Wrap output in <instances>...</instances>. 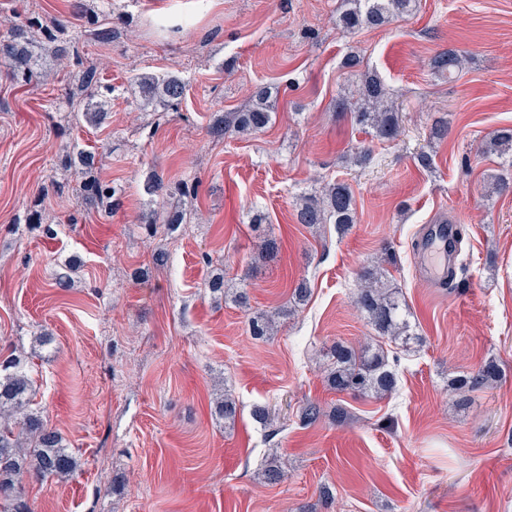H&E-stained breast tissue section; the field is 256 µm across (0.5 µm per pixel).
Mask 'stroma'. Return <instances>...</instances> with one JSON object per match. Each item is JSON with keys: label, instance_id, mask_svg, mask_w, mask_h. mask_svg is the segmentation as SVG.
Segmentation results:
<instances>
[{"label": "stroma", "instance_id": "obj_1", "mask_svg": "<svg viewBox=\"0 0 512 512\" xmlns=\"http://www.w3.org/2000/svg\"><path fill=\"white\" fill-rule=\"evenodd\" d=\"M76 3L114 31L106 46L85 22L68 32L103 64L105 124L61 128L78 74L51 54L38 61L42 79L22 88L0 66V357L39 352L35 401L80 458L68 481L27 484L33 512H512V193L492 188L495 177L512 181V159L475 156L512 127V0H417L406 20L354 33L337 23L343 0H0V33L13 13L51 21ZM448 48L467 53L452 79L430 68ZM353 51L394 93L395 140L333 108ZM143 75L178 76L185 98L143 111ZM263 87L276 101L267 129L213 141L212 115ZM436 119L448 136L432 143ZM74 142L101 154L98 174L119 187L118 203L50 238L29 232V210L81 211L72 189L42 192ZM363 144L369 163L351 164ZM423 151L433 171L418 165ZM156 175L195 184L197 197L192 223L153 239L138 215ZM336 180L353 189L356 224L342 235L295 223L296 199ZM259 213L280 251L256 265ZM441 219L466 230L453 288L427 287L416 268L422 226ZM159 246L170 254L162 270L151 263ZM72 260V288H57ZM379 261L416 341L388 347L391 396L337 393L326 353L369 340L353 297L357 272ZM218 266L257 309L290 305L302 281L310 295L277 335L256 339L243 311L205 294ZM42 328L53 341L38 349ZM490 359L501 379L457 405L449 377ZM224 386L232 422L214 412ZM310 402L324 413L305 426ZM264 404L277 413L262 424L252 409ZM337 406L345 421L332 419ZM275 448L288 478L265 485Z\"/></svg>", "mask_w": 512, "mask_h": 512}]
</instances>
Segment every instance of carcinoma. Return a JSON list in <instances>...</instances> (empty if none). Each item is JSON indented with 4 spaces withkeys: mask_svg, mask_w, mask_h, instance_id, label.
<instances>
[{
    "mask_svg": "<svg viewBox=\"0 0 512 512\" xmlns=\"http://www.w3.org/2000/svg\"><path fill=\"white\" fill-rule=\"evenodd\" d=\"M415 0H347L339 22L346 29L377 28L409 15ZM68 22L51 23L34 14L20 15L0 34V63L15 82L30 84L38 50L46 44L54 45L55 53L77 68L78 83L70 95L84 101L81 113L63 116L71 125L85 120L101 125L107 119L105 106L112 97V86L100 79L98 66L70 51L66 39ZM465 54L448 49L436 53L431 59L433 70L448 74L452 79L462 70ZM351 80V90L336 98L338 113H350L354 123L371 129L380 140H392L400 132L397 113L388 105L389 89L376 73L366 69L364 60L356 52L350 53L343 62ZM144 107L153 111H165L177 106L186 92V83L178 77L138 78ZM275 101L266 90H260L251 102L238 112L222 114L208 128L209 135L221 140L233 134H258L272 120ZM512 149V129L496 131L479 149L482 154L507 152ZM96 155L74 147L59 161V170L73 190L86 205L110 211L117 189L97 174ZM153 196L138 216L150 233L159 226L167 227L187 221V210L174 207L162 211L157 199L195 196V186L187 182L169 184L160 177L149 187ZM296 222L309 227L315 224H335L346 228L355 222L353 195L350 187L341 181L325 185L320 191L302 196L296 202ZM26 224L52 236L55 225L47 222L42 211L27 214ZM359 285L355 304L377 335L388 336L394 341L406 343L408 324L402 318L401 304L396 291L384 284L382 273L374 268L358 272ZM288 314L285 308L263 312L249 322L250 333L256 337L269 336L277 320ZM334 370L326 376L328 386L352 395L385 396L395 391L397 373L389 364L381 349L357 352L352 346L337 344L332 351ZM500 370L493 361L484 363L477 371L464 374L451 382V390L469 393L481 389L489 381L499 377ZM35 379L31 374L30 361L21 357H7L0 361V512H31L25 499L27 482L71 478L78 470L76 453L63 443L59 432L53 428L43 411L34 407ZM263 483L279 484L288 478L287 463L278 451L261 473Z\"/></svg>",
    "mask_w": 512,
    "mask_h": 512,
    "instance_id": "cac0c4a2",
    "label": "carcinoma"
}]
</instances>
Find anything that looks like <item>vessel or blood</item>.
Returning a JSON list of instances; mask_svg holds the SVG:
<instances>
[{
	"label": "vessel or blood",
	"mask_w": 512,
	"mask_h": 512,
	"mask_svg": "<svg viewBox=\"0 0 512 512\" xmlns=\"http://www.w3.org/2000/svg\"><path fill=\"white\" fill-rule=\"evenodd\" d=\"M458 253L455 224L439 221L427 225L417 250V265L423 280L433 288L452 285Z\"/></svg>",
	"instance_id": "1"
}]
</instances>
